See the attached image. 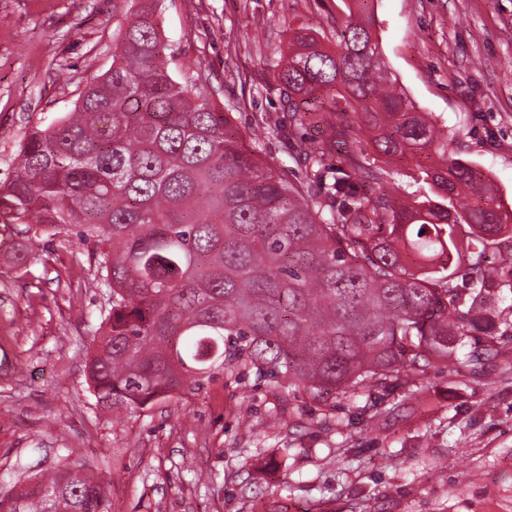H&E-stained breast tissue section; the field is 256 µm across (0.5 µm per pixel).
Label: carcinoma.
I'll use <instances>...</instances> for the list:
<instances>
[{"label":"carcinoma","instance_id":"carcinoma-1","mask_svg":"<svg viewBox=\"0 0 512 512\" xmlns=\"http://www.w3.org/2000/svg\"><path fill=\"white\" fill-rule=\"evenodd\" d=\"M366 2L334 49L310 27L291 30L275 72L288 124L268 132L296 149L303 182L244 149L163 38L161 0H112L111 67L72 111L24 134L0 219L99 245L112 308L87 372L101 409L136 413L234 366L313 398L354 397L495 335L486 300L500 273L485 253L512 233V211L388 77ZM326 93L347 108L320 110L326 138L296 143ZM366 133L429 192L389 196L366 166ZM60 485L55 500L42 494ZM17 498L0 512H104L106 492L85 470H59Z\"/></svg>","mask_w":512,"mask_h":512}]
</instances>
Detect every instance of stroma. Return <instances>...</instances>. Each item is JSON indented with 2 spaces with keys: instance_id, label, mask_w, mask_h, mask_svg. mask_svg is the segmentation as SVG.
Instances as JSON below:
<instances>
[{
  "instance_id": "1",
  "label": "stroma",
  "mask_w": 512,
  "mask_h": 512,
  "mask_svg": "<svg viewBox=\"0 0 512 512\" xmlns=\"http://www.w3.org/2000/svg\"><path fill=\"white\" fill-rule=\"evenodd\" d=\"M350 5L163 0L159 23L245 147L293 171L281 139L254 135L283 112L275 66L300 25L334 43ZM369 9L389 76L512 207V0ZM111 63L112 0H0V181L24 132L71 111ZM96 252L71 230L0 223V500L76 466L105 485L107 512H512V235L487 253L503 280L490 360L465 347L326 402L243 369L121 418L97 406L86 371L111 308Z\"/></svg>"
}]
</instances>
